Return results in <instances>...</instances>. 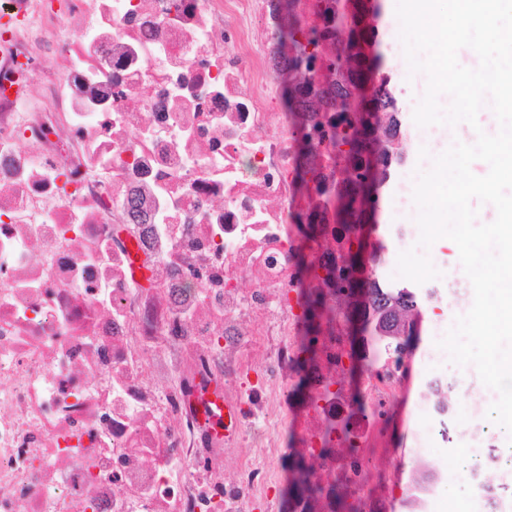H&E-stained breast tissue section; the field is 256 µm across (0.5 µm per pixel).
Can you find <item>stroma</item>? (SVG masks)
<instances>
[{"label":"stroma","mask_w":512,"mask_h":512,"mask_svg":"<svg viewBox=\"0 0 512 512\" xmlns=\"http://www.w3.org/2000/svg\"><path fill=\"white\" fill-rule=\"evenodd\" d=\"M387 8L378 22V39L381 50L385 54L388 67L396 72L394 82L399 104L403 112L404 124L408 129L400 147L405 155L404 163L395 170L396 175L416 178L422 166L419 162L420 147L412 138L416 125L413 112L418 103L407 90L405 79L409 68L404 56L394 55L391 47L399 39L400 24L391 9L396 0H384ZM420 306L424 315L419 334L411 347L403 355L402 362L409 375V382L393 404V427L388 437L390 465L395 471L400 487L389 504L388 512H412L407 504L404 487L414 484L419 476L440 479L443 483H451L456 479V467L459 461L468 454V443L463 437L471 413L481 405L476 391H460L456 384L444 388L442 397L448 406V424L452 429L449 439L428 441L429 455H419L415 449L414 434L417 427V405L423 390L421 382V359L424 349L431 343V314L439 312L443 306L440 299L442 292L439 280L433 279L420 284Z\"/></svg>","instance_id":"obj_1"}]
</instances>
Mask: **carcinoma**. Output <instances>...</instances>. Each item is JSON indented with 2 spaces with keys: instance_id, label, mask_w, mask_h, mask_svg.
Listing matches in <instances>:
<instances>
[{
  "instance_id": "carcinoma-1",
  "label": "carcinoma",
  "mask_w": 512,
  "mask_h": 512,
  "mask_svg": "<svg viewBox=\"0 0 512 512\" xmlns=\"http://www.w3.org/2000/svg\"><path fill=\"white\" fill-rule=\"evenodd\" d=\"M339 0H333L326 12L336 13V32L339 53H349L355 58L353 74L336 83L334 93L321 99L323 104L336 106L339 117L336 120V138L334 145L336 153L355 159L361 169L368 168L369 160L375 159L379 166L378 187H383L391 176L392 167L402 162L397 152L395 141L399 138L401 123L398 113L392 111L396 97L391 89L389 80L390 70L386 66L384 55L378 50L379 42L375 29L369 26L356 12L335 6ZM285 13L278 27V41L288 42L295 55L292 63H310L319 47L320 36L315 31L303 32L292 11L291 0H281ZM373 69L378 74V83L371 88L365 85V70ZM382 111L388 116L386 125L387 141L378 150L374 149L372 137L373 126L379 122L377 112ZM378 195H369L367 177L360 175L359 181L346 194L341 196L336 204V217L341 224H350L356 228L368 223L369 213L376 211ZM370 309L377 315V321L372 323L368 333L370 340L382 348L398 352V343L380 337V331L391 330L387 321L386 309L391 302H398L408 311L418 310V297L411 288H391L376 281L367 283ZM306 307V326L309 333H315L321 323L335 316V312L325 305L304 296Z\"/></svg>"
}]
</instances>
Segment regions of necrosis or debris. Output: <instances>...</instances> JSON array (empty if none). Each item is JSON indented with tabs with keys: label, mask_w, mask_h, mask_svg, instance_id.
Instances as JSON below:
<instances>
[{
	"label": "necrosis or debris",
	"mask_w": 512,
	"mask_h": 512,
	"mask_svg": "<svg viewBox=\"0 0 512 512\" xmlns=\"http://www.w3.org/2000/svg\"><path fill=\"white\" fill-rule=\"evenodd\" d=\"M327 2H293L322 37L313 70L288 68L299 103L335 82ZM275 6L0 0V512H273L291 456L305 470L289 512L340 497L388 512L404 366L376 354L349 382L357 274L336 196L357 170L336 155L333 108L299 124L283 111ZM310 292L338 312L315 336ZM213 381L241 417L229 438L210 422ZM465 433L459 476L481 512H504L512 464L485 413ZM242 447L264 465L226 474Z\"/></svg>",
	"instance_id": "1"
}]
</instances>
